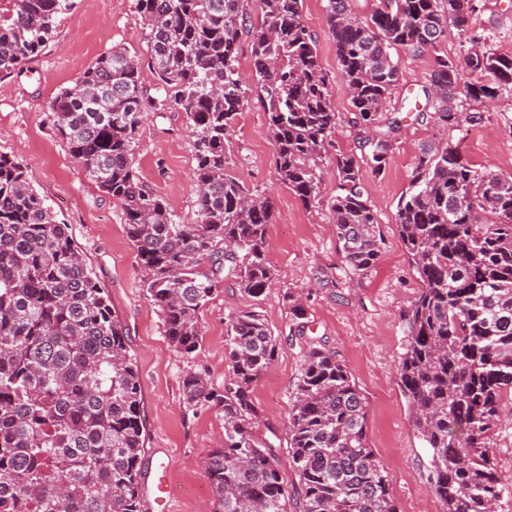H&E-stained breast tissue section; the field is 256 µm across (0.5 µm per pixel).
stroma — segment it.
Masks as SVG:
<instances>
[{
	"label": "stroma",
	"mask_w": 512,
	"mask_h": 512,
	"mask_svg": "<svg viewBox=\"0 0 512 512\" xmlns=\"http://www.w3.org/2000/svg\"><path fill=\"white\" fill-rule=\"evenodd\" d=\"M325 5L326 0H303L302 18L314 35L318 61L335 86V151L353 153L358 146L356 114L343 88ZM474 23L486 28L487 47L512 55V0H485ZM142 28L135 0H76L62 17L53 43L22 77L0 87V153L22 162L32 186L69 225L75 245L128 330L147 423L140 461L144 499H151L155 469L164 461L169 465L174 512H210L213 492L202 462L223 437L224 419L213 409L196 412L186 407L181 380L189 364L169 343L161 316L146 296L121 206L85 177L44 110L104 51L117 46L147 57ZM458 53L452 33L424 54L403 48L394 53L400 79L383 116L397 119L400 128L383 172H362L384 236L379 261L367 275L349 279L342 271L328 205L336 193L335 152L326 153L319 163L322 203L307 207L278 179L268 114L259 102L241 112L229 132L228 171L247 188L266 194L274 211L266 232L274 276L257 304L280 344L275 361L253 387V400L259 416L255 436L275 447L287 486L298 481L288 465V415L306 350L314 343L336 353L367 399V440L390 475L398 512H442L426 481L427 451L412 425L397 373L405 346L400 314L420 291L399 236L397 204L410 188L422 147L443 138L460 142L464 158L478 170L512 175V96L500 97L477 120L448 130L418 121L402 106L405 99L421 95L436 56L452 58ZM195 166L185 113L148 114L135 168L146 187L184 224L198 220L192 184ZM290 294L307 309L304 330H297L291 321L286 300ZM253 304L229 279L201 314L203 344L197 365L205 369L216 390L233 389L236 383L224 353V322ZM504 412L505 420L492 433L489 455L503 481L510 482L512 399L505 400Z\"/></svg>",
	"instance_id": "35a3bbf8"
}]
</instances>
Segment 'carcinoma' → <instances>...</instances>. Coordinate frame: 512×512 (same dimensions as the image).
<instances>
[{
    "label": "carcinoma",
    "instance_id": "carcinoma-1",
    "mask_svg": "<svg viewBox=\"0 0 512 512\" xmlns=\"http://www.w3.org/2000/svg\"><path fill=\"white\" fill-rule=\"evenodd\" d=\"M74 0H0V82L24 73ZM303 0H136L153 90L139 59L103 53L44 111L70 155L123 211L146 295L165 336L188 361L202 346L200 314L228 278L261 301L273 279L265 250L269 198L227 170L225 139L251 96L269 114L279 180L321 202L319 161L336 134L331 80L302 20ZM472 0H380L364 19L352 0H326L344 88L360 126V155L336 154L329 201L346 269L364 276L383 236L361 168L383 171L397 120L380 115L399 81L393 50L416 54L456 31L459 54L438 57L417 119L444 129L473 120L465 105L512 94V56L483 46ZM252 46V84L238 67ZM190 121L199 220L182 224L134 166L145 117ZM397 227L421 291L402 314L398 366L412 423L428 450V480L443 512H494L505 493L488 454L512 396V176L479 171L448 141L422 151ZM301 328L307 311L287 295ZM260 308L225 321L236 388L206 374L182 378L193 410L224 415V439L204 462L212 512H397L390 479L366 439L368 404L336 353L312 346L288 420V491L274 450L261 446L252 386L278 354ZM146 424L125 326L24 166L0 153V512H142Z\"/></svg>",
    "mask_w": 512,
    "mask_h": 512
}]
</instances>
